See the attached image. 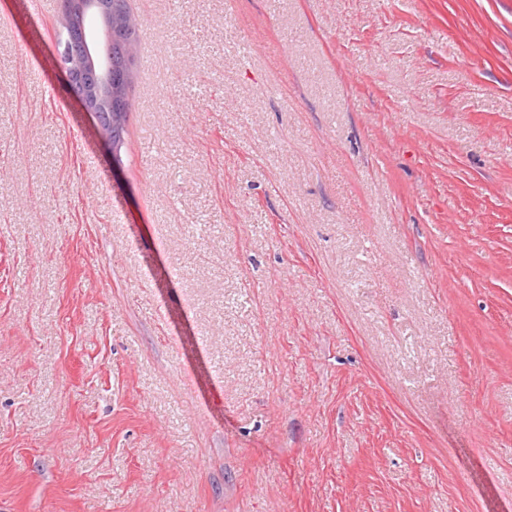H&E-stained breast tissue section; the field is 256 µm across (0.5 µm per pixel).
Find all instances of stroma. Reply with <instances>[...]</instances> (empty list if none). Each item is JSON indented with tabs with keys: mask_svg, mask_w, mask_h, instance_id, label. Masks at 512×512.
Segmentation results:
<instances>
[{
	"mask_svg": "<svg viewBox=\"0 0 512 512\" xmlns=\"http://www.w3.org/2000/svg\"><path fill=\"white\" fill-rule=\"evenodd\" d=\"M113 167L0 0V512H512V0H128Z\"/></svg>",
	"mask_w": 512,
	"mask_h": 512,
	"instance_id": "35a3bbf8",
	"label": "stroma"
}]
</instances>
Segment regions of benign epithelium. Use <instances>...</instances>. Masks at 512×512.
<instances>
[{
  "label": "benign epithelium",
  "instance_id": "1",
  "mask_svg": "<svg viewBox=\"0 0 512 512\" xmlns=\"http://www.w3.org/2000/svg\"><path fill=\"white\" fill-rule=\"evenodd\" d=\"M136 17L119 9L117 0H64L63 35L58 39L60 65L68 86L98 123L101 139L117 163L126 112L133 103L123 92V76L112 66V48Z\"/></svg>",
  "mask_w": 512,
  "mask_h": 512
}]
</instances>
